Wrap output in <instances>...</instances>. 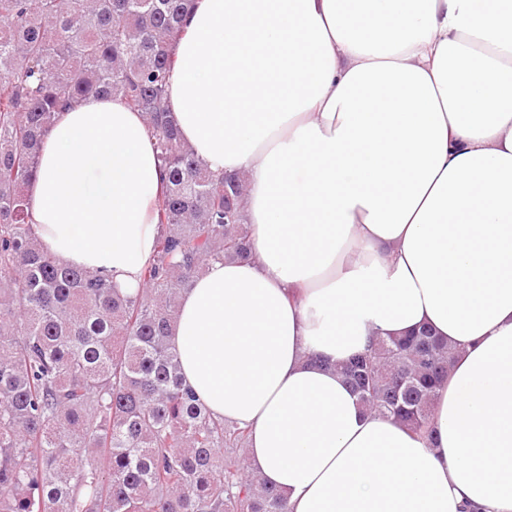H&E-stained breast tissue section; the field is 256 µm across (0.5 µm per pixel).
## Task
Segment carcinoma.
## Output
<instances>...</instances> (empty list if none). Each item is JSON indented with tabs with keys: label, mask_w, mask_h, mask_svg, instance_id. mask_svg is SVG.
Wrapping results in <instances>:
<instances>
[{
	"label": "carcinoma",
	"mask_w": 512,
	"mask_h": 512,
	"mask_svg": "<svg viewBox=\"0 0 512 512\" xmlns=\"http://www.w3.org/2000/svg\"><path fill=\"white\" fill-rule=\"evenodd\" d=\"M192 0H0V512H287L246 473L170 346L181 292L247 260L245 181L214 176L169 121L172 42ZM144 114L166 184L135 296L61 264L27 188L59 112L90 96ZM455 358L426 328L336 365L373 414L427 430Z\"/></svg>",
	"instance_id": "1"
}]
</instances>
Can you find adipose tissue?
Wrapping results in <instances>:
<instances>
[{
	"mask_svg": "<svg viewBox=\"0 0 512 512\" xmlns=\"http://www.w3.org/2000/svg\"><path fill=\"white\" fill-rule=\"evenodd\" d=\"M169 118L245 174L252 256L185 289L171 337L288 512H512V0H193ZM141 113H60L27 190L63 264L133 294L161 234ZM421 327L457 352L427 433L333 368Z\"/></svg>",
	"mask_w": 512,
	"mask_h": 512,
	"instance_id": "ef3b65f1",
	"label": "adipose tissue"
}]
</instances>
